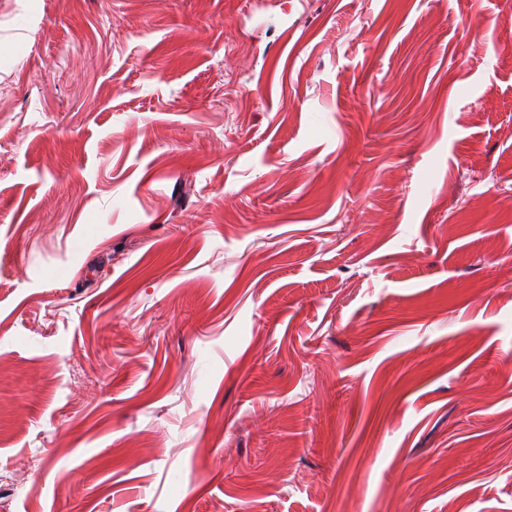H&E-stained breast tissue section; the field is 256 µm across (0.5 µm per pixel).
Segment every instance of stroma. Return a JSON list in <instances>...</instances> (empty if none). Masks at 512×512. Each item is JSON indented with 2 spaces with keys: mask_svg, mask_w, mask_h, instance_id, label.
<instances>
[{
  "mask_svg": "<svg viewBox=\"0 0 512 512\" xmlns=\"http://www.w3.org/2000/svg\"><path fill=\"white\" fill-rule=\"evenodd\" d=\"M0 512H512V0H0Z\"/></svg>",
  "mask_w": 512,
  "mask_h": 512,
  "instance_id": "obj_1",
  "label": "stroma"
}]
</instances>
